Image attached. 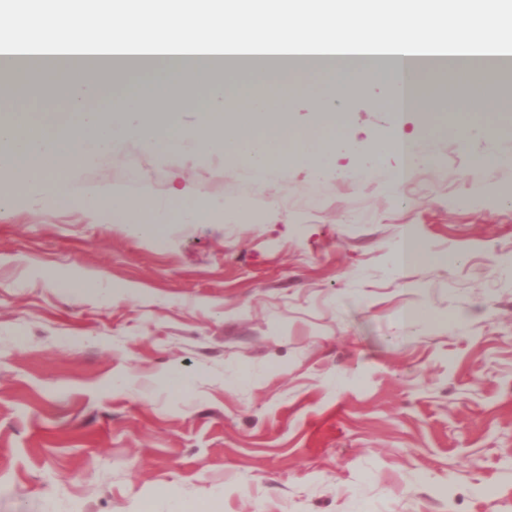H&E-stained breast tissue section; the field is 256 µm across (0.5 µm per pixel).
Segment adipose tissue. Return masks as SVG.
<instances>
[{"instance_id":"obj_1","label":"adipose tissue","mask_w":512,"mask_h":512,"mask_svg":"<svg viewBox=\"0 0 512 512\" xmlns=\"http://www.w3.org/2000/svg\"><path fill=\"white\" fill-rule=\"evenodd\" d=\"M70 45L51 51V65L32 74L11 61L0 62L10 81V97H38L35 77L57 85L58 99L70 117L56 121L26 120L16 112H0V208L8 209L19 187L34 188L39 196L60 200L70 195L62 173L67 163L91 161L123 142L134 112L152 113L175 101L194 97L204 116L197 135L177 127L152 128L143 140L149 150L181 151L220 148L228 157H245L256 174H264L274 158L303 156L317 168L333 158L339 139L334 121L325 132L293 130L279 117L288 113L296 97L314 98L319 111L331 112L347 92L372 83L388 91L391 112H429L442 94L431 87L433 69L456 77L446 94L458 86L480 90L479 103L494 112H512V93L501 90L512 69L487 65L490 57L512 54V27L503 30L495 46L479 43L472 21L488 19L487 0H62ZM451 15L468 23L453 36L438 34L435 43H419L416 34L427 21ZM174 18L160 50L168 57L163 69L139 60V48L127 42L138 26L155 28L160 18ZM284 18L279 40L266 54L296 55L289 71L272 63L255 66L253 49L237 42L242 28L264 27ZM322 33L344 29L361 38L358 46L309 47L301 40L305 29ZM105 56H123L122 73L147 72L144 82H126L106 106L87 111L84 97L98 90L107 67ZM84 201L121 220H129L136 235H153L160 223H140L135 214L153 210L146 197H131L96 184L85 185Z\"/></svg>"}]
</instances>
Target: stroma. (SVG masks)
Segmentation results:
<instances>
[{"label":"stroma","mask_w":512,"mask_h":512,"mask_svg":"<svg viewBox=\"0 0 512 512\" xmlns=\"http://www.w3.org/2000/svg\"><path fill=\"white\" fill-rule=\"evenodd\" d=\"M336 112L347 141L400 127L378 86ZM401 127L422 162L394 191V154L259 179L137 129L71 165L75 192L224 209L155 236L19 190L0 212V512H512V112L459 95Z\"/></svg>","instance_id":"1"}]
</instances>
